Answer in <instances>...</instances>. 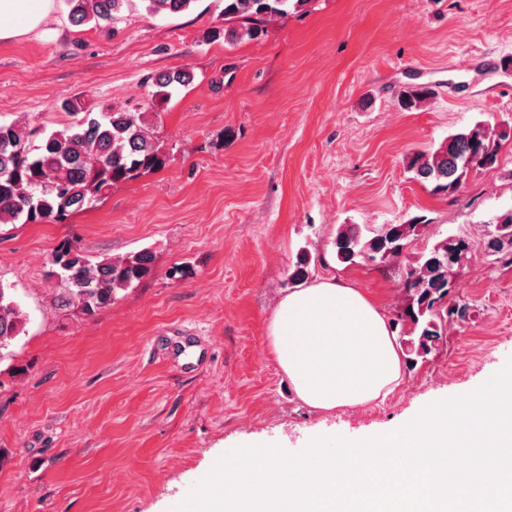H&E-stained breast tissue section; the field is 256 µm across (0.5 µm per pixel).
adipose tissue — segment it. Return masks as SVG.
Listing matches in <instances>:
<instances>
[{
	"label": "adipose tissue",
	"mask_w": 512,
	"mask_h": 512,
	"mask_svg": "<svg viewBox=\"0 0 512 512\" xmlns=\"http://www.w3.org/2000/svg\"><path fill=\"white\" fill-rule=\"evenodd\" d=\"M55 3L0 0V40L38 30ZM269 336L295 394L318 412L385 399L402 381V354L385 313L360 288L336 278L286 294Z\"/></svg>",
	"instance_id": "adipose-tissue-1"
}]
</instances>
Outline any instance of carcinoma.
Masks as SVG:
<instances>
[{
    "mask_svg": "<svg viewBox=\"0 0 512 512\" xmlns=\"http://www.w3.org/2000/svg\"><path fill=\"white\" fill-rule=\"evenodd\" d=\"M72 25L92 22L106 27L118 20L131 0H67ZM152 17L185 11L193 0H140ZM310 0H224L226 27L214 31L232 42L254 39L262 23L272 17L299 12ZM191 71L176 67L156 75L152 98L162 104L171 98L170 89L186 87ZM76 117L63 129L43 139L31 150L15 124L0 123V223L21 220L25 224H65L72 216L99 201L120 182L136 179L144 172L165 165L154 143L152 127L143 112H130L114 105L94 112L74 98L64 104ZM500 143L488 129L478 125L454 133L434 150L415 152L407 168L420 179L433 180L435 192L452 194L477 167H492L499 161ZM487 230L486 248L502 263L512 264V248H501L502 237L512 236V209L494 218ZM427 224H390L365 240L359 231L341 225L334 241L338 261L351 264L355 258L384 262L400 258ZM460 241L446 239L423 251L402 272L404 297L392 319L404 364L413 369L439 350L444 329L451 321L463 322L466 305L449 300L455 274L468 259ZM51 275L59 284L60 302L75 306L91 317L110 306L119 291L137 287L151 273V256L146 251L117 258L92 260L66 244L52 260ZM27 318L9 289L0 285V359L3 350L24 330Z\"/></svg>",
    "mask_w": 512,
    "mask_h": 512,
    "instance_id": "1",
    "label": "carcinoma"
}]
</instances>
